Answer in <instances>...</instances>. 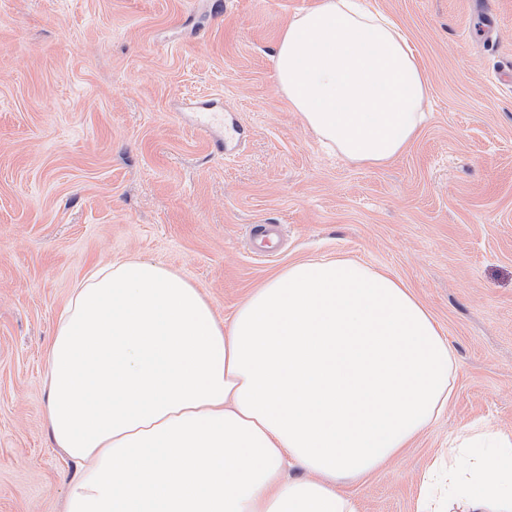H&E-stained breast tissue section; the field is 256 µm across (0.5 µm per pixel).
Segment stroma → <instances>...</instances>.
Returning a JSON list of instances; mask_svg holds the SVG:
<instances>
[{
    "mask_svg": "<svg viewBox=\"0 0 512 512\" xmlns=\"http://www.w3.org/2000/svg\"><path fill=\"white\" fill-rule=\"evenodd\" d=\"M317 2L0 0V512H64L78 467L46 425L47 351L75 282L131 257L225 325L304 260L367 263L424 303L455 398L348 485L358 512H415L451 435L512 430V0H367L429 81L425 122L383 166L325 149L276 80L284 27ZM252 224L285 225L275 259L251 257Z\"/></svg>",
    "mask_w": 512,
    "mask_h": 512,
    "instance_id": "35a3bbf8",
    "label": "stroma"
}]
</instances>
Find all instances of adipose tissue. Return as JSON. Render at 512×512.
<instances>
[{"mask_svg":"<svg viewBox=\"0 0 512 512\" xmlns=\"http://www.w3.org/2000/svg\"><path fill=\"white\" fill-rule=\"evenodd\" d=\"M282 91L349 161L381 166L416 136L429 85L387 16L319 0L286 25ZM46 419L80 471L65 512H357L342 485L396 457L444 411L453 356L397 279L353 259L301 261L217 322L162 263L89 270L47 352ZM292 460L302 475L283 479ZM447 499L417 512H512V432L458 435Z\"/></svg>","mask_w":512,"mask_h":512,"instance_id":"adipose-tissue-1","label":"adipose tissue"}]
</instances>
